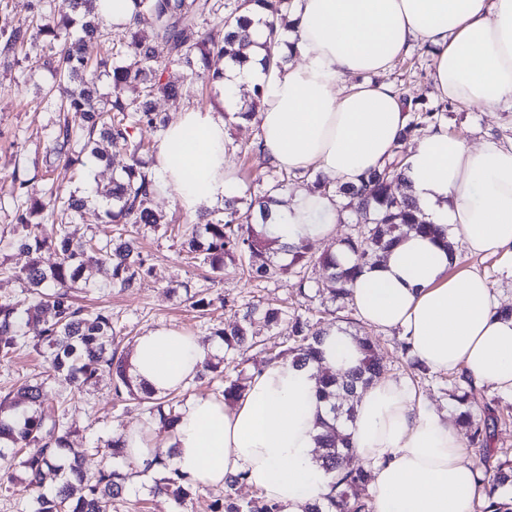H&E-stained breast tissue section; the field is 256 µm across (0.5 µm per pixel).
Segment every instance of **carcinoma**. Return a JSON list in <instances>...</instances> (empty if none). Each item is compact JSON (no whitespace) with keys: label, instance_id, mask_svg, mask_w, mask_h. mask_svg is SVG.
I'll return each instance as SVG.
<instances>
[{"label":"carcinoma","instance_id":"obj_1","mask_svg":"<svg viewBox=\"0 0 512 512\" xmlns=\"http://www.w3.org/2000/svg\"><path fill=\"white\" fill-rule=\"evenodd\" d=\"M132 22L115 30L96 13V0H35L32 13L25 20L0 15V60L19 65L33 57L50 72L53 83L42 90L43 99L52 111L60 114L57 128L46 146V154L65 162L78 173L88 162L110 163L106 147L120 149L128 155L121 172L103 193L107 202L103 223L115 226V235L106 240H74L63 228L82 215L87 199L77 191L66 193L49 187L43 196L29 195L32 181L27 171L11 173L12 197L17 202L14 215L13 244L31 256L29 264L15 274L25 283L27 294L37 300V311L49 309L52 320L44 326L34 347L43 349L50 368L80 385H89L100 372H112L114 399L134 401L149 413L172 425L179 417L180 401L171 397L160 401L139 389L129 374L130 365L114 347L112 313L105 308L89 311L77 305L71 288L91 265L109 271V286L130 290L137 287L148 273L146 259L136 250L132 229L160 223L151 204L155 198L154 173L145 156L153 145L136 137L135 131L150 128L163 131L166 118L156 111L159 97L175 98L182 94L184 82L199 80L210 91L224 80L226 66H243L250 60L249 48L263 51L265 69L282 68L285 59L279 53L278 29L293 27L289 20V0H131ZM261 11L277 19L269 24L268 36L262 43L250 39L247 14ZM149 20V32L140 29ZM95 43L96 54L86 46ZM108 81L110 92L102 94L101 79ZM409 119L399 136L404 143L430 125H437L443 112L416 108L417 100L403 97ZM246 159L258 158L266 164L267 189L257 194L247 187L243 195L224 200V207L209 211L198 219L203 230L177 229L184 238L187 258L202 259L217 273L224 265L236 264L254 279H276L284 275L295 278L297 295L307 297L316 268L329 279L330 301H351V289L361 269L380 260L382 254L406 230L432 234L435 228L424 220L410 196L396 195L393 183L403 180V164L397 160L363 176L359 184L336 186L317 175L306 172H283L263 158L260 146L241 148ZM312 181L314 190L333 193L346 200L342 209L349 213L357 231L340 241V247L354 257L351 266L342 265L336 253L326 252L315 258L308 245L292 249L289 263L272 260L275 241L257 229L267 223L270 204L279 200L274 194L297 181ZM55 252L60 261L44 267L45 251ZM25 301L0 299V362L11 360L27 345L21 333V308ZM30 307L26 311L34 310ZM267 326L277 327L283 321L282 309L272 306H250L241 320L228 322L215 329L214 336L224 342L227 351H245L267 345V339L249 334L254 318ZM321 318L292 314L288 317V348L271 354L269 361L288 360L305 367L318 354L317 345L325 330L319 328ZM363 359L361 365L340 377L325 376L320 381L319 398L327 402L332 422L323 423L325 432L318 437L322 468L334 474L332 488L336 495L329 499L333 512H367V487L370 474L362 468L347 465L349 438L337 425L351 417L358 387H366L384 374L376 349L367 337L358 339ZM465 383L468 390L458 398L463 405L476 404L481 390L461 373L448 380L454 388ZM245 388L244 377L224 378V401L231 402ZM46 395L42 384L27 381L4 395L16 418L0 415V460H19L27 475V487L40 489L50 476L68 472V479L52 496L38 493L32 512H107L112 501L123 494L127 475L115 470H100L91 478L82 470V454L69 446L70 427L65 413L52 415L45 410ZM470 428V445L479 449L486 469L493 471L489 488L485 489L483 512H512V499L497 496V489L512 485V460L495 457L490 448L495 423L473 418L470 411L459 415ZM161 470L166 476L155 485L154 492L173 496L182 502L189 496L185 479L170 464V454L157 448L144 470ZM242 474L232 476L224 484V501L215 502L212 512H279L277 504L258 496L241 503L233 490L244 483Z\"/></svg>","mask_w":512,"mask_h":512}]
</instances>
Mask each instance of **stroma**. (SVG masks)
I'll return each instance as SVG.
<instances>
[{
    "instance_id": "stroma-1",
    "label": "stroma",
    "mask_w": 512,
    "mask_h": 512,
    "mask_svg": "<svg viewBox=\"0 0 512 512\" xmlns=\"http://www.w3.org/2000/svg\"><path fill=\"white\" fill-rule=\"evenodd\" d=\"M433 63V51L419 44L397 60L382 79L418 99L422 108L443 111V122L449 135L465 138L475 145L488 138L511 143L512 107L501 106L493 111L477 105L465 108L440 97L431 79ZM50 80L47 71L28 63L10 68L0 66V297L18 296L23 290L21 281L14 278L13 273L24 268L29 258L10 245L14 208L10 174L15 167L31 168L43 159L46 138L56 121L55 112L40 101V89ZM125 163V155L116 152L112 155L111 167L91 166L77 178L62 167L56 174L63 186L78 187L94 195L96 187L107 185L113 170ZM154 207L164 214L166 221L157 228L146 230L140 238L151 272L139 288L123 291L107 287L105 273L91 267L84 273L91 282L90 288L72 290L79 303L92 309L105 307L111 310L116 341L125 353H132L139 336L159 326L185 331L208 346L214 341V325L232 320L235 309L244 308L245 304L273 301L292 309L303 306L315 311L322 300L328 299V280L323 276L316 279V297L305 300L297 297L288 278L250 282L231 265L212 274L207 268L188 264L181 240L172 233L169 222L173 219L181 224L191 221V214L178 207L170 194L155 198ZM102 208V199L94 195L83 219L69 227L74 239L111 236V225L98 220ZM461 264L484 274L502 306L512 307L511 256L465 255ZM181 282L189 283V291L213 299L234 300L235 307L201 314L187 301V291L178 290L177 285ZM368 334L379 348L388 377L411 382L424 400L449 414L458 413L457 403L443 393L438 380L414 378L402 353L403 338L398 332L372 328ZM28 379L42 381L49 399L63 401L68 422L73 426L71 443L73 447L85 449V468L89 473L102 468L127 473L125 495L113 502L110 512H211L214 502L223 498V488L194 487L185 503H176L171 497L154 491L156 483L163 477L162 472L140 473L127 460L106 455L107 441L141 416L135 407L114 401L111 375L101 374L94 385L77 388L52 372L42 354L29 345L22 348L13 361L0 362V393H7ZM483 394L484 399L475 407L474 413L481 419L498 417L493 445L512 457V394L490 386L485 387Z\"/></svg>"
}]
</instances>
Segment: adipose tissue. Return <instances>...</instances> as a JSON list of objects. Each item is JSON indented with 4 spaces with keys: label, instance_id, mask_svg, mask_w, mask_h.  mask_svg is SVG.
Listing matches in <instances>:
<instances>
[{
    "label": "adipose tissue",
    "instance_id": "ef3b65f1",
    "mask_svg": "<svg viewBox=\"0 0 512 512\" xmlns=\"http://www.w3.org/2000/svg\"><path fill=\"white\" fill-rule=\"evenodd\" d=\"M289 17L295 25L285 39L296 65L268 74L253 61L226 71L218 106L180 112L158 141L156 191L175 190L184 211L203 215L240 192L224 116L238 111L245 88L263 89L264 157L339 184L391 159L408 113L377 76L415 44L434 46L432 80L442 97L512 105V0H293ZM349 77L353 85L344 86ZM404 177L444 235L404 234L365 266L352 290L357 315L400 331L430 371L463 370L476 387L512 392V318L498 315L487 278L460 267L457 255L512 252V146H471L440 124L417 140ZM273 212L264 231L287 246L331 237L345 218L338 196L314 191ZM319 349L320 361L305 368L272 362L252 373L234 403L191 396L164 439L155 418H142L121 434L128 459L144 462L159 445L190 485L220 486L242 473L280 512L325 507L332 478L314 453L327 415L317 378L354 369L362 355L353 336L333 327ZM206 357L197 338L162 326L138 337L130 371L138 387L164 395L185 389ZM345 430L371 474L372 512H476L484 485L472 450L448 412L407 381L382 378L360 389Z\"/></svg>",
    "mask_w": 512,
    "mask_h": 512
}]
</instances>
